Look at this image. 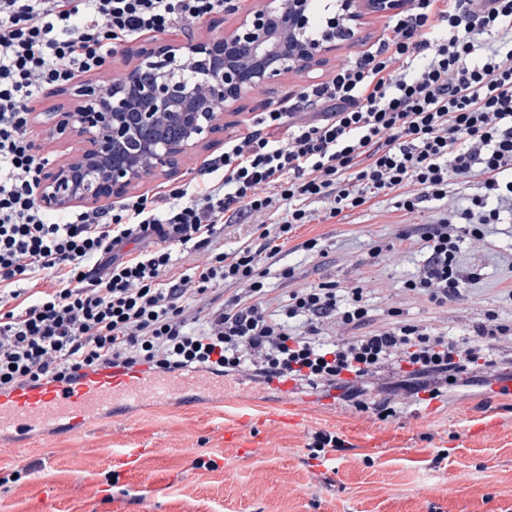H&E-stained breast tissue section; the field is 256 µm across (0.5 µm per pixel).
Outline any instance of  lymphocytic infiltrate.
I'll return each instance as SVG.
<instances>
[{
  "label": "lymphocytic infiltrate",
  "instance_id": "obj_1",
  "mask_svg": "<svg viewBox=\"0 0 512 512\" xmlns=\"http://www.w3.org/2000/svg\"><path fill=\"white\" fill-rule=\"evenodd\" d=\"M223 0H0V392L52 378L73 382L105 364L163 373L251 370L267 379L362 382L387 364L454 383L465 365H492L496 317L454 340L418 324L369 329L361 287L334 282L273 296L266 279L281 242L329 200L324 220L399 193L412 212L448 195L451 177L479 169L484 194L418 235L424 255L407 291L442 305L457 298L458 225L482 240L512 212V0H401L389 33L302 91L321 118L274 108L259 129L228 141L206 165L216 182L186 183L119 208L51 221L36 198L48 163L30 130L47 90L101 73L116 47L145 33L184 30ZM287 136L273 138L276 129ZM496 207H489V200ZM281 211L254 225V244L210 252L226 215ZM149 247L129 250V243ZM206 251L176 271L178 254ZM230 284L220 307L208 297ZM342 328L327 340L322 325Z\"/></svg>",
  "mask_w": 512,
  "mask_h": 512
}]
</instances>
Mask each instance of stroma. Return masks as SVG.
<instances>
[{"mask_svg": "<svg viewBox=\"0 0 512 512\" xmlns=\"http://www.w3.org/2000/svg\"><path fill=\"white\" fill-rule=\"evenodd\" d=\"M263 2L232 0L233 10L197 22L176 39L220 38ZM386 22V13L365 14L353 35L322 62L248 92L225 108L219 132L166 175L143 178L131 194L199 179L204 161L223 153L228 139L251 132L266 109L295 105L300 117L314 118L317 106L299 101L303 87L327 79L336 66L366 51ZM79 104L69 85L49 91L37 106L31 131L51 162L81 144L53 135L40 115L71 112ZM482 181L476 172L452 179L449 197L426 201L412 213L382 195L342 221L303 225L281 253L293 278L274 271L269 286L279 295L328 281L362 287L374 328L399 319L463 337L491 314L510 325L512 215L488 225L483 240L464 243L459 263L465 284L460 296L444 305L405 290V281L419 273L422 256L391 247L399 231L431 223L451 206H467L482 194ZM312 237L320 239L321 253L302 250V242ZM493 353L496 368L475 371L472 381L449 387L428 404L400 386L392 369H382L366 398L394 407L395 416L386 419L373 410L359 411L335 390L285 393L249 372L226 377L199 372L192 376L195 402H148L127 417L97 420L79 436L46 429L0 441V512H112L116 500L125 512H512V392L500 393L492 385L494 373H512V335L498 338ZM285 401L292 404L295 421L267 420ZM230 428L238 429V439H225ZM319 431L343 443L323 462L309 449ZM128 448L139 451L135 463L114 469L111 459ZM200 459L214 460L215 469L197 468ZM29 465L35 468L32 475L9 481L12 471Z\"/></svg>", "mask_w": 512, "mask_h": 512, "instance_id": "35a3bbf8", "label": "stroma"}]
</instances>
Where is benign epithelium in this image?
I'll use <instances>...</instances> for the list:
<instances>
[{
	"label": "benign epithelium",
	"instance_id": "7a95c632",
	"mask_svg": "<svg viewBox=\"0 0 512 512\" xmlns=\"http://www.w3.org/2000/svg\"><path fill=\"white\" fill-rule=\"evenodd\" d=\"M310 27L308 0H267L222 38L143 50L139 64L112 75V85H82L80 111L46 113L50 130L83 147L43 174L39 203L54 210L96 204L171 170L220 127L224 115L214 103L230 104L336 49V21L319 39ZM144 66L153 73L147 83L138 78Z\"/></svg>",
	"mask_w": 512,
	"mask_h": 512
}]
</instances>
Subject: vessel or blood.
<instances>
[{"mask_svg": "<svg viewBox=\"0 0 512 512\" xmlns=\"http://www.w3.org/2000/svg\"><path fill=\"white\" fill-rule=\"evenodd\" d=\"M186 386L182 378H161L144 367L112 366L87 372L73 385L49 379L35 387L22 386L0 394V437L61 424L79 434L98 417L150 400L169 401Z\"/></svg>", "mask_w": 512, "mask_h": 512, "instance_id": "1", "label": "vessel or blood"}]
</instances>
